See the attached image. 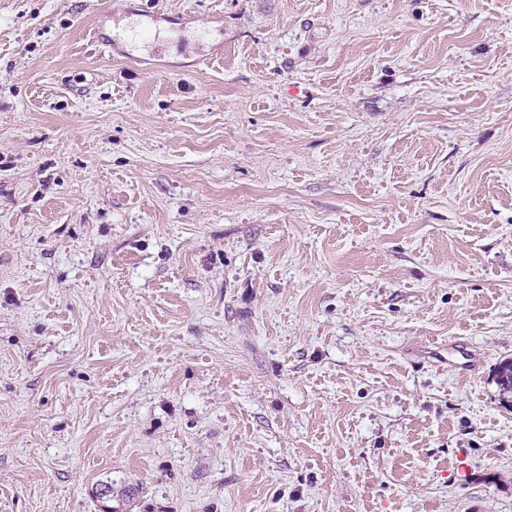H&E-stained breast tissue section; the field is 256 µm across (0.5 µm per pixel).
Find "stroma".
Returning a JSON list of instances; mask_svg holds the SVG:
<instances>
[{
    "instance_id": "1",
    "label": "stroma",
    "mask_w": 512,
    "mask_h": 512,
    "mask_svg": "<svg viewBox=\"0 0 512 512\" xmlns=\"http://www.w3.org/2000/svg\"><path fill=\"white\" fill-rule=\"evenodd\" d=\"M506 357L512 0H0V512H512Z\"/></svg>"
}]
</instances>
